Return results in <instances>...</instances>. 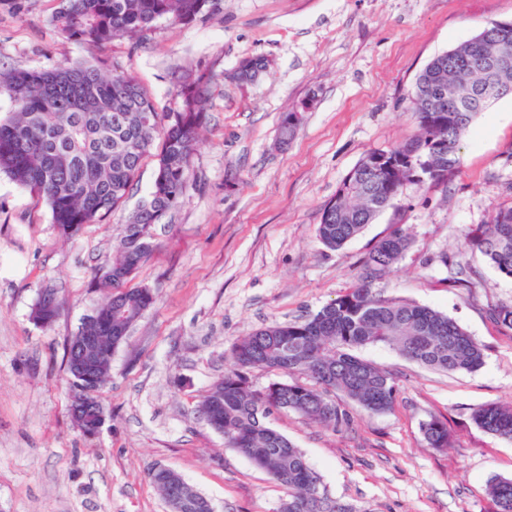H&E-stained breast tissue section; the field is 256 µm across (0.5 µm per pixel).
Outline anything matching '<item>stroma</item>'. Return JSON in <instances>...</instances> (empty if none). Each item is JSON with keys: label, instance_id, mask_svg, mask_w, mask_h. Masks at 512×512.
I'll use <instances>...</instances> for the list:
<instances>
[{"label": "stroma", "instance_id": "35a3bbf8", "mask_svg": "<svg viewBox=\"0 0 512 512\" xmlns=\"http://www.w3.org/2000/svg\"><path fill=\"white\" fill-rule=\"evenodd\" d=\"M59 5L0 0V71L94 57L132 74L162 115L177 107L176 71L216 80L184 198L154 225L156 247L130 282L156 301L112 353L97 435L71 418L65 349L105 300L94 275L111 263L155 162L144 160L125 203L70 237L41 196L0 172V512H171L148 476L158 465L216 512H276L287 490L225 447L199 402L241 336L335 300L398 226L411 245L375 292L447 313L484 346L483 366L435 371L370 345L361 357L396 379L393 410L369 413L347 399L350 423L335 430L291 410L269 422L331 499L360 512H493L487 485L512 478V442L478 428L472 413L512 403V332L490 316L512 306V277L460 240L512 206V96L478 115L448 182L405 184L342 249L324 247L317 226L364 154L414 132L407 96L426 64L512 21V0H222L213 15L162 21L99 52L50 24ZM253 57L265 71L239 81V64ZM303 102L310 110L281 144L283 114ZM47 289L61 306L44 326L33 308ZM434 417L447 419L454 446L428 447L422 425Z\"/></svg>", "mask_w": 512, "mask_h": 512}]
</instances>
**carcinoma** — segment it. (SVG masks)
<instances>
[{"label":"carcinoma","instance_id":"obj_1","mask_svg":"<svg viewBox=\"0 0 512 512\" xmlns=\"http://www.w3.org/2000/svg\"><path fill=\"white\" fill-rule=\"evenodd\" d=\"M220 0H61L51 23L69 38L102 49L115 40L138 41L161 19L190 23L219 9ZM461 57H491L492 42L476 36L458 46ZM497 71H468L446 51L418 74L409 94L417 133L380 160L365 154L349 172L336 196L322 209L317 236L331 250L343 247L392 206L407 171L433 154L441 180L460 167V141L480 112L493 100ZM210 72H184L178 81L177 109L159 116L147 90L121 71L105 72L90 62L63 64L52 70L0 73L15 102L0 118V170L34 189L47 202L53 223L69 236L86 224L103 221L128 196L148 156L156 158L153 184L130 217L127 227L156 224L182 202L187 171L199 130L207 120ZM483 93L480 106L459 100L460 111H448L442 93L455 86ZM410 238L394 229L364 258L358 280L333 302L303 321L276 323L241 337L233 364L210 388L199 411L224 437V444L248 457L288 489L278 512H359L350 504L315 494L319 479L303 453L267 422L275 410L296 411L308 419L339 428L349 421L336 402L340 392L362 409L381 413L393 408L397 385L384 368L356 351L386 345L408 360L442 371L472 373L484 363V348L448 315L402 299H385L372 284L387 273L409 248ZM461 245L480 253L500 273L512 277V206H501L486 224L464 234ZM152 239L123 237L112 263L94 276L109 290L102 307L112 308V335L128 328L155 302L148 288L126 283L153 251ZM111 348L104 342L95 366L99 379L89 384L92 399L106 385ZM278 369L288 382L252 386L249 373ZM475 425L512 440V406L487 405L472 414ZM422 431L432 448H446L448 426L432 418ZM151 479L180 512H211V503L175 471L158 468ZM493 512H512V479L496 478L487 488Z\"/></svg>","mask_w":512,"mask_h":512}]
</instances>
